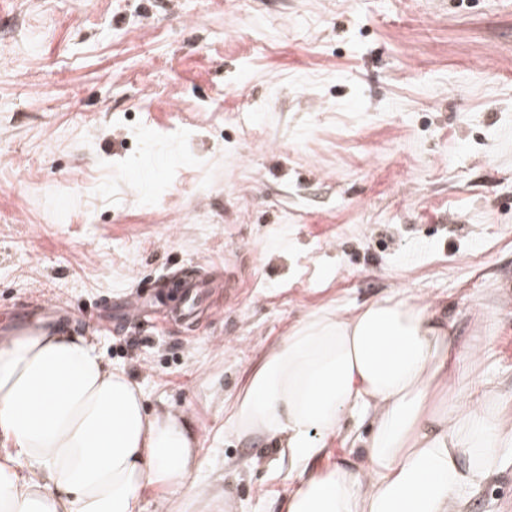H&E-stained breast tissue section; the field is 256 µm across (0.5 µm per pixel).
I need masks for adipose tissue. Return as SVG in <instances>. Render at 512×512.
<instances>
[{
	"label": "adipose tissue",
	"instance_id": "adipose-tissue-1",
	"mask_svg": "<svg viewBox=\"0 0 512 512\" xmlns=\"http://www.w3.org/2000/svg\"><path fill=\"white\" fill-rule=\"evenodd\" d=\"M478 360L455 320L412 294L323 311L249 368L232 430L287 457L285 512H466L512 469L494 393L448 390ZM339 435L358 456L324 464ZM0 437V512H141L146 487L191 490L200 450L180 415L147 411L123 370L48 326L0 340Z\"/></svg>",
	"mask_w": 512,
	"mask_h": 512
}]
</instances>
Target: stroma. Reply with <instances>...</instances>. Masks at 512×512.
<instances>
[{
  "mask_svg": "<svg viewBox=\"0 0 512 512\" xmlns=\"http://www.w3.org/2000/svg\"><path fill=\"white\" fill-rule=\"evenodd\" d=\"M46 189L67 221L34 207ZM188 270L211 284L192 325L170 294L85 323ZM403 293L485 332L451 392L480 379L512 420V0H0V329L56 300L183 416L192 501L148 487L142 512L228 491L282 512L279 448L229 426L249 365L308 315ZM469 512H512V472Z\"/></svg>",
  "mask_w": 512,
  "mask_h": 512,
  "instance_id": "stroma-1",
  "label": "stroma"
}]
</instances>
